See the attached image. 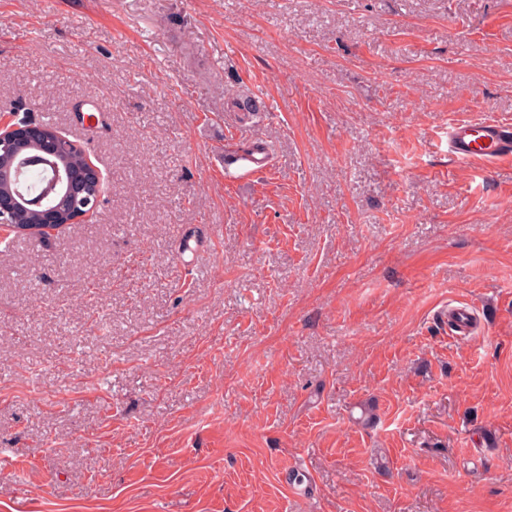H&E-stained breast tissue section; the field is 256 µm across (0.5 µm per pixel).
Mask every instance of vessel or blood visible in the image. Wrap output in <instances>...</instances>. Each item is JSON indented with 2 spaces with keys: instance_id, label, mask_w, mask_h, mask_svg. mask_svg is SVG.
Masks as SVG:
<instances>
[{
  "instance_id": "vessel-or-blood-1",
  "label": "vessel or blood",
  "mask_w": 512,
  "mask_h": 512,
  "mask_svg": "<svg viewBox=\"0 0 512 512\" xmlns=\"http://www.w3.org/2000/svg\"><path fill=\"white\" fill-rule=\"evenodd\" d=\"M448 154L456 160L495 163L512 157V124L492 119L462 120L448 128Z\"/></svg>"
}]
</instances>
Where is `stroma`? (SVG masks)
Returning a JSON list of instances; mask_svg holds the SVG:
<instances>
[{
  "label": "stroma",
  "instance_id": "35a3bbf8",
  "mask_svg": "<svg viewBox=\"0 0 512 512\" xmlns=\"http://www.w3.org/2000/svg\"><path fill=\"white\" fill-rule=\"evenodd\" d=\"M0 118L108 177L0 253V512H512V159L446 143L512 0H0Z\"/></svg>",
  "mask_w": 512,
  "mask_h": 512
}]
</instances>
